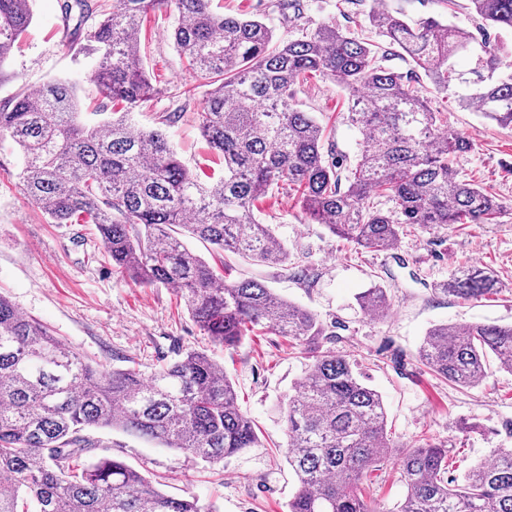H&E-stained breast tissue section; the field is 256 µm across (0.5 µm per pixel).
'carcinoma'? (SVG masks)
<instances>
[{"label":"carcinoma","mask_w":512,"mask_h":512,"mask_svg":"<svg viewBox=\"0 0 512 512\" xmlns=\"http://www.w3.org/2000/svg\"><path fill=\"white\" fill-rule=\"evenodd\" d=\"M212 2L66 0L64 10L96 18L89 81L132 109L155 93L144 68V23L163 6L178 14L177 50L214 85L199 120L224 176L202 181L162 132L136 127L128 112L87 121L74 85L57 79L0 100V141L23 153L24 194L54 224L96 225L104 257L121 276L141 287L180 288L213 343L232 348L270 330L309 361L304 382L280 408L297 478L288 512H378L363 479L390 461L407 489L397 512H512V448L459 482L448 477L447 448L394 444L382 396L354 363L323 348L326 328L313 312L259 282L224 280L173 234L179 226L224 252L283 262L288 250L254 209L285 185L312 221L373 251L395 248L409 228L489 224L502 206L462 171L470 141L428 107L414 77L383 65L385 46L401 50L459 106L505 127L512 126V66L502 69L499 48L434 17L410 23L372 11L385 46L334 25L280 43L266 24L218 14ZM470 3L484 27L512 30V0ZM32 20L30 0H0V64ZM459 56L471 57L472 67L457 69ZM317 73L352 91L349 119L364 135L344 177L323 152L330 129L290 93ZM382 197L390 210L375 205ZM439 292L466 302L500 287L492 272L470 267ZM357 303L371 318L390 309L379 285ZM419 358L453 385L476 386L492 361L512 372V325H434ZM87 427L119 429L212 465L259 443L224 367L208 354L189 352L148 381L133 366L96 370L0 294V512H215L165 494L119 459L76 467L88 451Z\"/></svg>","instance_id":"cac0c4a2"}]
</instances>
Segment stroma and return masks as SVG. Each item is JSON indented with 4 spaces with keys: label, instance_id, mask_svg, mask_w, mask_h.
<instances>
[{
    "label": "stroma",
    "instance_id": "stroma-1",
    "mask_svg": "<svg viewBox=\"0 0 512 512\" xmlns=\"http://www.w3.org/2000/svg\"><path fill=\"white\" fill-rule=\"evenodd\" d=\"M214 0L222 12L263 21L276 40L288 41L324 25H336L368 43L380 40L369 14L380 8L407 20L435 17L478 32L480 18L469 0ZM63 0H31L33 20L17 48L0 66V99L18 88L36 91L64 77L75 85L85 112L130 111L136 125L162 131L174 151L198 173L223 176L224 164L208 147L198 112L210 88L196 80L171 34L177 15L152 14L142 31L144 66L156 90L152 100L128 109L103 98L88 80L93 61L92 22L65 15ZM419 88L432 111L473 144L462 170L487 193L512 204V127L484 119L437 92L428 79ZM298 108L332 126L328 146L348 172L359 158L360 132L348 119L350 92L319 75L295 86ZM21 156L12 142L0 144V293L20 312L49 328L95 369H122L135 361L142 378L190 351H203L231 379L241 412L253 423L260 445L213 466L182 451L112 428H89L84 461H126L170 495L197 500L215 512H287L295 489L286 458L285 423L278 412L305 378L307 362L291 353L285 338L269 331L237 347L213 344L187 311L178 288H143L121 278L103 256L92 224H54L23 193ZM254 214L270 225L288 250L286 261L254 262L193 237L184 242L226 280H255L289 302L306 307L324 323L326 347L356 363L383 397L387 430L398 444L428 439L449 448V476L463 477L497 448H512V372L491 369L477 386L461 388L432 375L418 349L435 324L512 323V213L492 224H445L414 230L392 250L355 248L312 222L297 197L280 190L258 203ZM492 270L499 294L460 302L436 287L457 270ZM385 288L391 309L365 317L358 293ZM365 481L381 512H395L406 488L394 465Z\"/></svg>",
    "mask_w": 512,
    "mask_h": 512
}]
</instances>
